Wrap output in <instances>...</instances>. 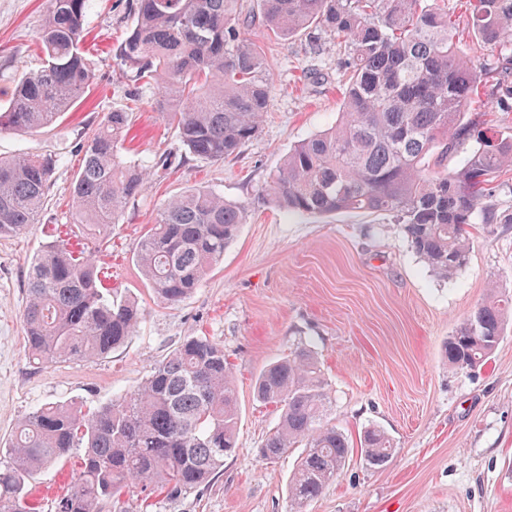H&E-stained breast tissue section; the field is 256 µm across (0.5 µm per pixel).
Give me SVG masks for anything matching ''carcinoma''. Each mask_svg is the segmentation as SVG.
<instances>
[{"label": "carcinoma", "mask_w": 512, "mask_h": 512, "mask_svg": "<svg viewBox=\"0 0 512 512\" xmlns=\"http://www.w3.org/2000/svg\"><path fill=\"white\" fill-rule=\"evenodd\" d=\"M459 19L439 0H135L134 22L118 57L139 79L156 83L163 117L185 149L210 161L237 153L260 131L271 85L265 50L250 37L315 29L344 43L341 118L295 145L269 185L278 206L311 214L363 210L396 214L412 249L443 279L468 260L466 226L495 216L483 206L489 186L512 171V136L465 118L479 85L457 44L462 26L500 48L490 89L512 100V0H467ZM86 0H49L40 36L43 65L19 79L0 109V132L51 126L92 83L85 57ZM130 113H108L87 143L74 181V223L107 234L150 174L120 155ZM468 147L463 165L448 157ZM56 160L20 153L0 157V237L38 222ZM246 209L202 188L160 206L142 236L136 262L165 304L189 298L244 223ZM506 305H479L448 339V364L485 360L503 335ZM36 365L103 358L136 331L141 312L114 300L93 253L55 243L26 278L22 313ZM256 399L279 411L260 455L276 460L301 449L288 479L292 512H304L342 473L353 452L328 425L331 404L310 349L268 364L254 381ZM238 404L224 347L188 336L156 364L137 389L96 408L48 403L15 427L0 467V512H33L28 486L49 464L82 449L70 491L56 512H103L140 487L167 498L198 489L235 451ZM361 457L372 468L392 458L378 427L364 430Z\"/></svg>", "instance_id": "carcinoma-1"}]
</instances>
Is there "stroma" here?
Here are the masks:
<instances>
[{"label":"stroma","instance_id":"obj_1","mask_svg":"<svg viewBox=\"0 0 512 512\" xmlns=\"http://www.w3.org/2000/svg\"><path fill=\"white\" fill-rule=\"evenodd\" d=\"M133 0H87L85 51L93 81L54 125L0 133V156H55L40 221L0 238V440L46 403L96 407L130 393L187 336L223 346L239 403L237 449L205 486L174 499L134 492L125 512H289L294 455L269 462L258 450L275 425L256 401L265 366L309 346L330 385L329 419L359 446L365 428L394 444L382 469L352 455L341 476L306 512H512V319L490 357L449 366L445 346L473 308L512 297V224L468 228L466 265L436 277L390 214L296 213L263 196L288 151L335 125L343 49L320 33L258 36L267 52L270 109L242 151L212 162L189 154L164 121L154 85L122 72L116 56L133 21ZM48 0H0V104L22 72L43 64L38 37ZM110 112L131 115L122 155L147 162L151 176L129 201L99 252L105 285L139 302L135 336L112 355L37 367L25 348L24 283L46 243L92 248L75 226L73 189L82 146ZM205 186L245 205L246 221L197 291L175 305L151 292L135 260L141 236L164 200ZM79 451L41 472L30 487L37 512H55L71 487Z\"/></svg>","mask_w":512,"mask_h":512}]
</instances>
